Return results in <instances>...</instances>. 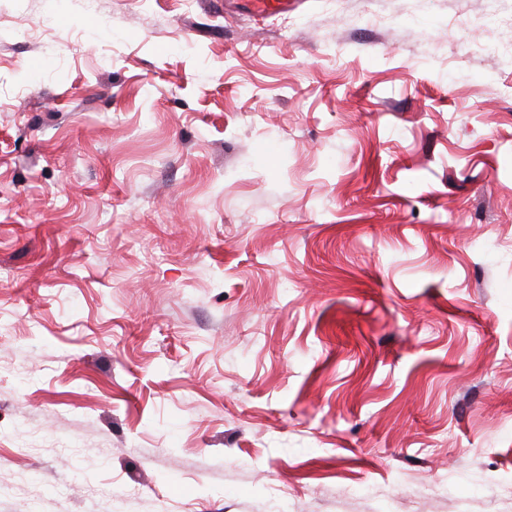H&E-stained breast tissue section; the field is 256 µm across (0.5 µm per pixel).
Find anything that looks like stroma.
<instances>
[{
	"label": "stroma",
	"instance_id": "obj_1",
	"mask_svg": "<svg viewBox=\"0 0 512 512\" xmlns=\"http://www.w3.org/2000/svg\"><path fill=\"white\" fill-rule=\"evenodd\" d=\"M0 512H512V0H0Z\"/></svg>",
	"mask_w": 512,
	"mask_h": 512
}]
</instances>
